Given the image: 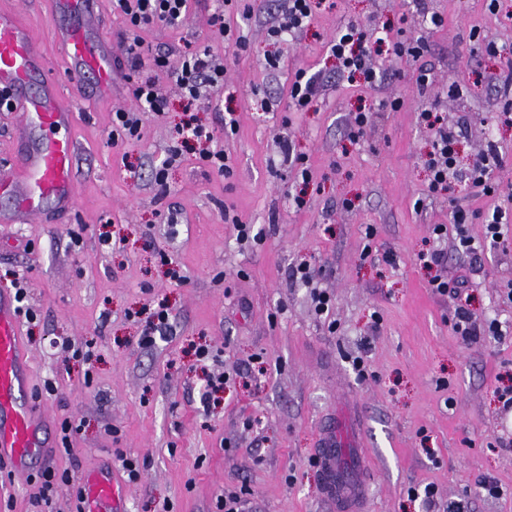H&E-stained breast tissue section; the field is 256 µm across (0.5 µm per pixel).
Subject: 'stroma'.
<instances>
[{
    "instance_id": "35a3bbf8",
    "label": "stroma",
    "mask_w": 512,
    "mask_h": 512,
    "mask_svg": "<svg viewBox=\"0 0 512 512\" xmlns=\"http://www.w3.org/2000/svg\"><path fill=\"white\" fill-rule=\"evenodd\" d=\"M425 3L443 27L425 22L416 0H323L308 29L281 44L275 72L264 59L271 16L255 12L242 24L247 54L220 95L195 112L214 127L235 113L237 131L222 140L232 175L188 152L160 187L152 171L186 118L179 97L166 114H145L142 140L113 144L112 114L131 106L128 90L108 100L72 94L54 0H0L44 46L47 72L73 111L78 192L67 220L0 223V275L26 281L33 317L19 325L30 392L54 443L22 475L0 460V512H74L84 475L99 467L123 483L127 512H220L225 492L244 483L251 512H331L312 459L324 421L346 397L358 403L371 454V512H448L459 501L468 512H512V408L497 398L512 385V301L504 295L512 249L465 255L454 238L433 233L452 200L512 215V121L494 81L512 66V0ZM213 9V0H192L179 29L140 31L144 50L173 48L174 63L189 47L224 53L211 36ZM348 22L382 26L392 41L403 33L427 39L433 85L422 94L414 81L396 79L407 64L388 50L375 58L384 75L377 89L336 80L326 43ZM489 41L504 54L488 55ZM299 67L323 81L304 112L288 100ZM393 97L404 99L400 110L378 111ZM435 104L464 151L458 167L490 145L503 155L496 196L464 184L452 196L430 194L432 132L419 113ZM363 105L375 113L354 142L348 126ZM283 140L313 175L300 211L288 199L296 171L280 152ZM171 202L182 211L176 224L165 221ZM239 221L260 242L239 243ZM434 251L443 255L440 271L464 281L478 323L499 321L502 339L467 343L454 333L456 299L428 285L438 270L424 257ZM302 265L311 283L296 279ZM317 289L333 298L329 319L315 314ZM161 303L171 330L142 345L145 320ZM67 340L95 344L92 364L72 358ZM201 347L215 363L201 366ZM219 372L224 390L202 407L206 380ZM67 422L77 431L65 444ZM126 460L136 462L137 478H128ZM48 465L71 482L45 502L39 476ZM487 480L498 495L483 489ZM428 485L434 505L408 498L409 487Z\"/></svg>"
}]
</instances>
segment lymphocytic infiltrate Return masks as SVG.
<instances>
[{
	"mask_svg": "<svg viewBox=\"0 0 512 512\" xmlns=\"http://www.w3.org/2000/svg\"><path fill=\"white\" fill-rule=\"evenodd\" d=\"M191 0H112V9L120 14L126 23L128 34L118 43L121 60L117 66L126 80L135 108L116 110L112 115V135L126 140H137L142 136V116L150 112L164 114L168 106L166 83L177 88L188 111L189 118L174 131L175 143L170 147L171 158L181 156L189 143L199 146L198 155L209 168L221 175H229V157L218 141L214 127L197 122L191 112L210 92L224 87L227 71L234 67L247 48V40L236 25L226 19L227 10H234L237 16L250 19L254 12L253 4H238L237 0H217L209 18L214 39L228 44L223 57H215L209 49L184 51L180 54L178 66H171L168 53L144 52L138 36L140 30L158 25L176 28L189 14ZM315 0H279L277 10L281 22L272 23L268 35L273 43H280L284 35H297L312 21ZM327 51L336 61V73L354 81L362 78L366 87H375L380 79L373 64L376 47L371 44L365 31L358 25L349 23L340 26L335 36L328 42ZM421 122L434 129L431 150L425 165L430 174L429 190L439 193L447 190L449 175H458L460 180L478 190L480 195L493 196L498 184L492 176L495 168L501 167L503 157L495 146L479 152L471 166L465 171H457L456 145L453 133L441 127V118L432 110L420 113Z\"/></svg>",
	"mask_w": 512,
	"mask_h": 512,
	"instance_id": "1",
	"label": "lymphocytic infiltrate"
}]
</instances>
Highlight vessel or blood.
<instances>
[{
  "instance_id": "b4317fda",
  "label": "vessel or blood",
  "mask_w": 512,
  "mask_h": 512,
  "mask_svg": "<svg viewBox=\"0 0 512 512\" xmlns=\"http://www.w3.org/2000/svg\"><path fill=\"white\" fill-rule=\"evenodd\" d=\"M95 0H55L61 19L58 41L70 61V77L81 85L85 73L96 76L95 93L111 98L117 86L112 71V45L99 34ZM0 87L16 101L20 126L12 165L0 171V190L14 200L0 212V223L23 224L41 216L45 201L58 213L71 214L77 199L73 178L74 145L68 134L73 113L45 70L44 49L18 13L0 8ZM29 377L19 341L12 296L0 290V458L16 474H24L33 459L49 446L47 420L40 407L23 401ZM323 496L336 512H366L365 487L354 473L366 470L370 457L355 418L328 419L316 454ZM83 512H126L123 491L99 471L83 478Z\"/></svg>"
}]
</instances>
